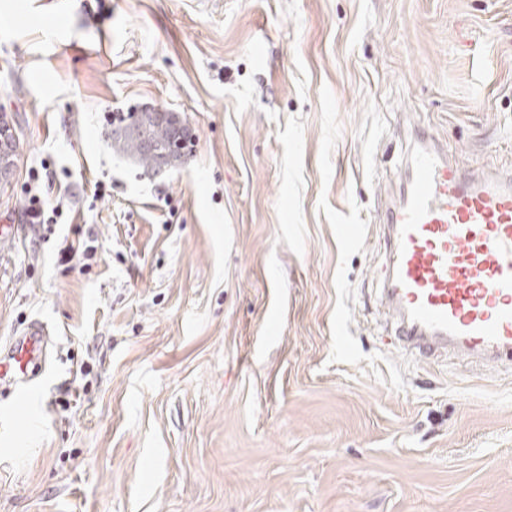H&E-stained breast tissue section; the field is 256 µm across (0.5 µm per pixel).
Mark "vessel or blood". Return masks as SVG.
I'll list each match as a JSON object with an SVG mask.
<instances>
[{
  "label": "vessel or blood",
  "instance_id": "vessel-or-blood-1",
  "mask_svg": "<svg viewBox=\"0 0 512 512\" xmlns=\"http://www.w3.org/2000/svg\"><path fill=\"white\" fill-rule=\"evenodd\" d=\"M400 196L385 211L377 298L408 356L462 357L512 369V171L475 178L410 120ZM50 338L30 321L0 356V381L27 387Z\"/></svg>",
  "mask_w": 512,
  "mask_h": 512
}]
</instances>
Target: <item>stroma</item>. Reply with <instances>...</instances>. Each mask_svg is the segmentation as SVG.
<instances>
[{
    "label": "stroma",
    "instance_id": "35a3bbf8",
    "mask_svg": "<svg viewBox=\"0 0 512 512\" xmlns=\"http://www.w3.org/2000/svg\"><path fill=\"white\" fill-rule=\"evenodd\" d=\"M147 105L192 134L157 176L107 137ZM1 112L0 349L50 343L0 512H512V371L402 354L375 292L402 114L512 168V0H0ZM14 136V129L10 123H6L4 117H1V123H0V170L3 176L7 172L10 171V169H14V162L11 160L10 155L8 154L5 145L8 144V142L11 139L9 149L11 151L12 158L16 161L17 157L20 154V148L21 144L16 137ZM45 206L46 203L41 196L37 194L29 195L25 212L28 219V224H31L35 231H39L41 227H44V224H52L54 221L53 216L59 210V206L52 207L51 212L53 216L46 218Z\"/></svg>",
    "mask_w": 512,
    "mask_h": 512
}]
</instances>
